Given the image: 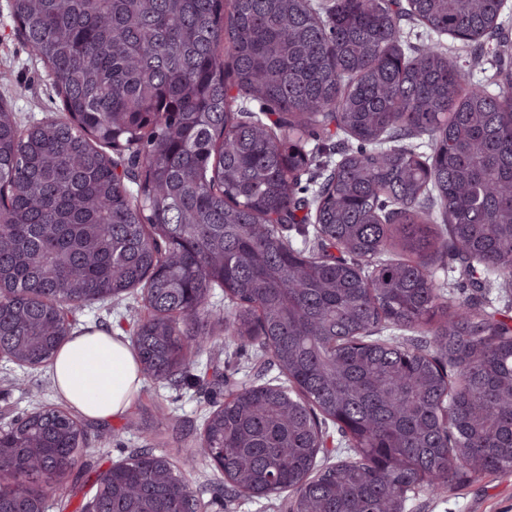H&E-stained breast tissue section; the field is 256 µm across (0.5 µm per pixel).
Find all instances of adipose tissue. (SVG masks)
Returning a JSON list of instances; mask_svg holds the SVG:
<instances>
[{
  "label": "adipose tissue",
  "instance_id": "adipose-tissue-1",
  "mask_svg": "<svg viewBox=\"0 0 512 512\" xmlns=\"http://www.w3.org/2000/svg\"><path fill=\"white\" fill-rule=\"evenodd\" d=\"M49 371L61 398L93 420L122 414L144 380L128 341L105 326L69 336Z\"/></svg>",
  "mask_w": 512,
  "mask_h": 512
}]
</instances>
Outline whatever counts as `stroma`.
<instances>
[{"label":"stroma","instance_id":"stroma-1","mask_svg":"<svg viewBox=\"0 0 512 512\" xmlns=\"http://www.w3.org/2000/svg\"><path fill=\"white\" fill-rule=\"evenodd\" d=\"M8 0H0V99L5 100L22 124H30L58 111L60 100L41 63L32 60L7 11ZM451 58L465 70L472 83L494 85L501 69H512V51L496 43L476 50L451 38H443ZM135 297L107 305L94 304L75 314V330L95 325L111 326L127 336L130 314L138 313ZM258 356L227 345L203 354L191 382L156 385L144 380L131 406L109 421L83 419L88 434L86 460L103 471L124 460L131 450L151 442L161 453H174L182 436L196 438L214 400L202 389L201 378L224 374L241 386L254 379ZM60 397L48 369L32 370L0 359V429L43 404H57ZM192 489L203 499L206 512H286L284 499L232 500L218 492L223 476L203 458L187 466ZM409 512H512V471L491 473L451 492L419 495L408 503Z\"/></svg>","mask_w":512,"mask_h":512}]
</instances>
